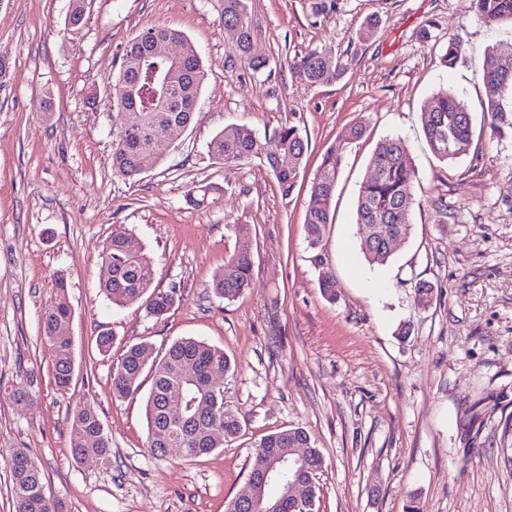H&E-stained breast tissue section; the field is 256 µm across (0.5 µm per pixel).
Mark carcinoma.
Masks as SVG:
<instances>
[{
    "instance_id": "carcinoma-1",
    "label": "carcinoma",
    "mask_w": 512,
    "mask_h": 512,
    "mask_svg": "<svg viewBox=\"0 0 512 512\" xmlns=\"http://www.w3.org/2000/svg\"><path fill=\"white\" fill-rule=\"evenodd\" d=\"M475 15L484 23L512 21V0H473ZM238 28L235 52L248 67L259 72L268 68L269 59L251 54L254 33L248 0H224V25ZM171 38L182 41L183 51L177 61L156 53L155 45ZM512 55V42L499 43L477 57L487 99V111L492 117V129L499 134L512 130V73L501 71L500 59ZM465 59V50L454 39L448 40L442 64L455 67ZM296 79L308 86H317L336 79L340 74L335 60H322L318 51L309 50L292 64ZM204 77V66L195 46L184 34L172 27L150 28L129 41L123 48L119 72L112 84V104L132 98L127 105L130 122L118 135L112 150V171L124 179L133 180L144 170L155 166L160 157L152 152L155 136L169 128L178 133L191 124ZM469 113L459 111L455 96L441 90L431 98L421 116L424 139L431 152L441 161L454 160L465 154L471 140ZM308 149L298 127L283 123L272 135L262 139L246 125L231 124L216 133L208 143L212 159L222 164H234L257 158L273 175L281 195L294 191L300 166ZM290 155L291 167H282L279 157ZM341 156L329 150L322 159L311 192L320 198V205L307 211L305 235L310 249L316 251L314 263L319 268V287L328 299L335 300V282L317 253L323 231L332 223L330 202L334 193ZM375 173L362 184L355 214V223L369 229L371 224H392L406 238L412 226L414 200L410 192L416 178L415 169L407 157L404 142L389 137L376 147L371 159ZM221 189L212 185H195L186 194V202L204 209L216 202ZM237 239L235 250L224 260V269L215 276L208 288L218 297L232 300L250 287L252 279V244L248 225H234ZM361 251L371 265H384L392 256L385 246L361 237ZM112 276L103 284L102 292L116 306H125L146 299L147 312L162 318L180 302L182 291L172 284L165 290L152 289L154 269L139 251L128 246L126 232L115 229L100 254ZM56 292L41 315V328L46 338L52 362V377L60 391L70 389L74 378L73 340L68 333L72 310L66 297L64 279L56 281ZM152 346L140 342L126 347L112 363V393L126 398L139 390L144 370L152 375V387L146 401L147 448L155 457L164 456L165 448H181L186 459L207 455L224 446V439L239 434L241 421L224 406V390L211 380L212 372H227L231 362L224 350L195 338L172 342L160 359L148 360ZM196 367V376L185 373V366ZM37 382L35 372L28 371L11 386L19 399L33 394ZM182 409L192 417L191 424L180 426L170 421V414ZM71 454L80 461L86 457L110 459L112 448L94 403L83 400L69 410ZM298 442H311L308 432L292 427L263 436L255 445L250 474L262 470L269 457L288 452ZM12 475L11 497L13 512H66L65 504L49 495L39 466L17 448L7 459Z\"/></svg>"
}]
</instances>
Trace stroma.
Returning a JSON list of instances; mask_svg holds the SVG:
<instances>
[{
	"instance_id": "stroma-1",
	"label": "stroma",
	"mask_w": 512,
	"mask_h": 512,
	"mask_svg": "<svg viewBox=\"0 0 512 512\" xmlns=\"http://www.w3.org/2000/svg\"><path fill=\"white\" fill-rule=\"evenodd\" d=\"M224 0H0V512H12L5 461L21 448L43 470L47 491L68 512H225L245 494L253 445L304 428L323 454L315 512H512V131L494 134L482 77L470 61L444 67L449 39L477 55L512 42V23H481L471 0H335L314 17L310 0H249L252 71L234 52ZM377 26L368 39L359 30ZM154 26L179 29L206 75L193 123L158 147L160 162L131 182L112 173V146L126 122L106 93L125 44ZM316 49L343 70L316 87L290 63ZM452 91L472 118L471 145L436 158L421 112ZM298 126L309 143L297 186L282 196L259 160H213L210 139L225 126L272 134ZM356 122L364 136L347 142ZM404 140L417 171L411 234L383 266L360 250L356 202L377 143ZM342 160L322 241L336 299L318 288L304 232L311 185L327 149ZM212 184L209 209L185 201ZM250 227L253 275L234 301L210 292ZM122 228L152 263L154 285L179 284L183 298L156 320L144 302L105 297L100 253ZM72 309L75 377L52 378L40 318L57 278ZM433 285L415 302V286ZM408 335H400V328ZM111 332L110 354L96 348ZM194 337L235 362L224 404L242 431L211 455L152 457L145 401L112 395V362L129 343L161 351ZM35 371L39 387L14 398L12 382ZM95 403L112 440L109 461H75L67 411Z\"/></svg>"
}]
</instances>
